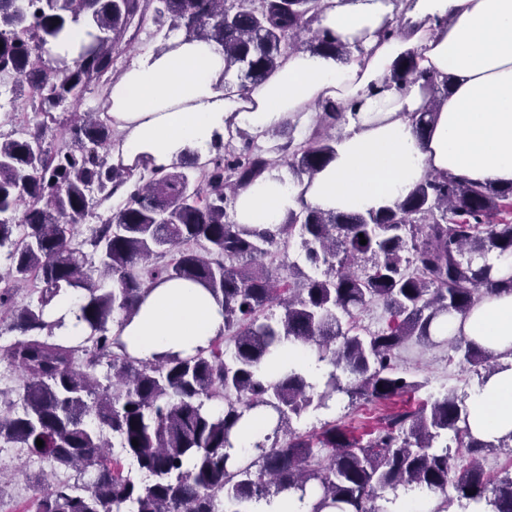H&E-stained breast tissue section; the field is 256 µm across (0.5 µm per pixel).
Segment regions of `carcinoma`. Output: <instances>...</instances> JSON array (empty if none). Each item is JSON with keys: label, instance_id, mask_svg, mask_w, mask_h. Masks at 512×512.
<instances>
[{"label": "carcinoma", "instance_id": "1", "mask_svg": "<svg viewBox=\"0 0 512 512\" xmlns=\"http://www.w3.org/2000/svg\"><path fill=\"white\" fill-rule=\"evenodd\" d=\"M320 10V0H0V82L12 85L27 113L21 124L34 121L32 131L0 133V248L10 259L0 273V314L10 316L4 331L19 334L0 347V360L21 376L12 411L0 414V442L89 476L47 486L43 473L33 475L36 512H244L285 490L301 501L318 491L311 512H392L413 486L440 499L437 512L454 500L470 512H512V474L493 478L482 464L486 454L511 449L512 434L496 443L475 437L465 399L452 393L386 417L366 442L334 421L318 432L292 426L310 409H331L338 395L388 401L416 391L420 384L400 371V349L440 344L432 336L437 318L512 290V275L499 276L495 265L512 255V185L430 177L392 208L360 214L304 205L260 231L230 219L236 191L275 163L297 177L326 166L336 137L325 129L336 127L342 106L321 105L311 136L290 134L271 149L240 131L239 146L214 145L201 166L197 154L166 169L112 164L108 103L66 128L58 146L45 144V133L63 126L58 110L118 72L120 43L148 14L169 33L219 44L245 91L296 51L351 57L315 27ZM83 21L89 44L79 57H51L53 41ZM410 76L432 84L414 54L393 71L397 81ZM449 87L433 89L416 120L420 132ZM97 196L119 204L80 240ZM295 233L306 261L324 267L321 276L298 268L282 280L263 262ZM167 279L200 284L221 300L224 328L235 329L231 352L222 334L187 355L127 351L112 326L122 327L142 293ZM19 284L38 293L36 302L17 304ZM67 291L80 298L77 342L61 335L64 318L49 317ZM373 302L390 319L368 331L356 317ZM290 340L312 348L325 365L320 379L296 366L259 374ZM451 350L481 383L499 366L498 356L463 336ZM102 364L106 385L96 376ZM257 408L272 410L275 426L248 460H236L234 429ZM450 432L466 456L451 454ZM116 446L120 454L109 455ZM123 456L142 479L125 471Z\"/></svg>", "mask_w": 512, "mask_h": 512}]
</instances>
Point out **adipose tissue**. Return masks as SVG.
I'll return each instance as SVG.
<instances>
[{"label":"adipose tissue","mask_w":512,"mask_h":512,"mask_svg":"<svg viewBox=\"0 0 512 512\" xmlns=\"http://www.w3.org/2000/svg\"><path fill=\"white\" fill-rule=\"evenodd\" d=\"M402 34L383 38L385 28ZM318 26L355 50L350 60L298 51L260 84L239 91L224 79L214 42L178 32L135 55L109 85L113 161L139 156L166 167L207 154L239 129L261 132L306 123L316 105L343 106L336 153L324 168L294 176L274 164L234 199V220L257 229L309 206L367 213L394 206L429 177L512 184V0H322ZM416 54L421 69L449 91L426 137L415 120L431 97L423 80L392 79L395 62ZM224 329V313L203 286L181 280L146 290L121 336L134 356L194 352ZM498 355L502 367L469 394L475 436L512 433V291L483 296L466 314L434 325Z\"/></svg>","instance_id":"ef3b65f1"}]
</instances>
